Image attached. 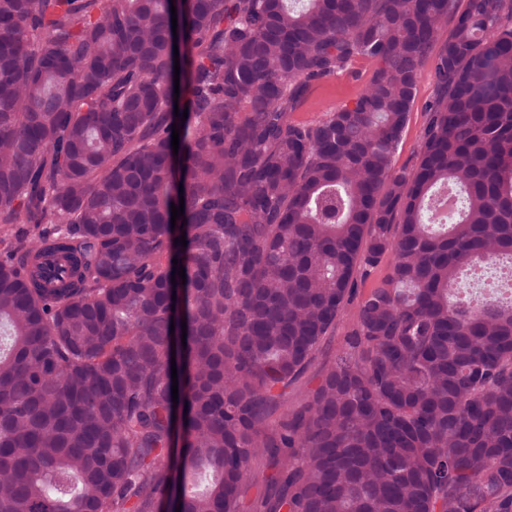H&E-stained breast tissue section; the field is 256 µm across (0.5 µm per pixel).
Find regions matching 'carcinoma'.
Listing matches in <instances>:
<instances>
[{
  "label": "carcinoma",
  "mask_w": 512,
  "mask_h": 512,
  "mask_svg": "<svg viewBox=\"0 0 512 512\" xmlns=\"http://www.w3.org/2000/svg\"><path fill=\"white\" fill-rule=\"evenodd\" d=\"M0 224V512H242L280 448L260 512H512V0H0ZM375 66L357 59L349 69L331 78L314 81L306 89L296 109L293 121L315 124L327 112L345 104H352L373 78ZM430 63V61L426 62L421 69L408 121L402 132L401 141L395 155L396 167L412 165L414 160L413 152L418 145L429 118L426 105L437 95ZM390 257H384L367 277L358 279L356 295L347 305L344 313L336 324V333L329 336L321 352L298 382L288 388L287 404L289 409H298L319 383V371L326 359L338 353L346 346L347 335L352 330V315L358 303L365 298L389 272ZM267 457L261 459L255 465L256 469L260 472L257 480L250 481L244 492L243 503L244 512H254L252 507L256 500L261 499L266 492V487L262 483L263 473H270L271 470L267 469Z\"/></svg>",
  "instance_id": "obj_1"
}]
</instances>
